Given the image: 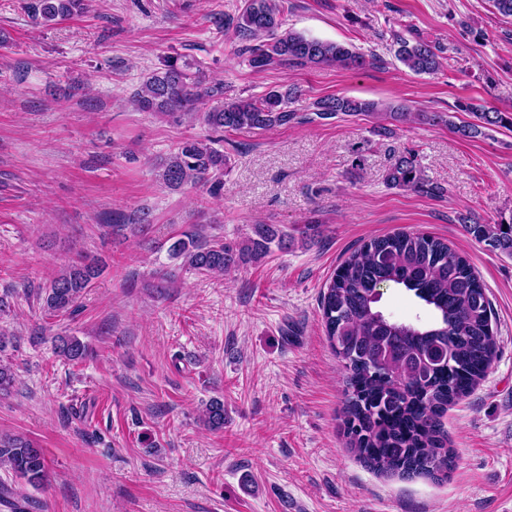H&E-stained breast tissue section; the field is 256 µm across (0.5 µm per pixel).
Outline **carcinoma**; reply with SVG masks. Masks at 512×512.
<instances>
[{
  "label": "carcinoma",
  "mask_w": 512,
  "mask_h": 512,
  "mask_svg": "<svg viewBox=\"0 0 512 512\" xmlns=\"http://www.w3.org/2000/svg\"><path fill=\"white\" fill-rule=\"evenodd\" d=\"M86 0H39L38 17L53 22L82 13ZM233 30L240 54L258 70L273 66L303 69L337 65H366L363 53L336 42L322 41L285 27L276 0H244L235 15L215 18ZM394 55L417 74L436 72L441 62L423 40L412 43L394 37ZM219 98V106L198 111L206 98ZM302 97L295 84L269 89L246 98L227 96L224 83L208 80L199 63L169 56L162 67L145 73L133 95L142 112L175 114L199 120L215 133L271 130L299 119L292 107ZM314 115L328 120L338 115H365L398 123L422 119L436 122L441 115L411 112L375 100L345 96L322 97L311 103ZM475 121L455 125L457 133L474 138L491 126L512 125V115L495 108L468 107ZM219 139H188L161 163L160 178L173 190L205 186L218 197L224 189L227 155L217 148ZM397 188L432 194L441 188L428 183L414 156H398L387 173ZM466 231L492 251L512 256V224H481L462 215ZM150 223L142 211L112 228L143 230ZM254 236L237 246L219 240L200 243L180 238L171 246L174 257L207 276H222L247 262L264 258L271 245L287 247L288 233L269 224H257ZM99 276L93 261H77L57 274L46 288L45 308L57 316L78 307L80 299ZM394 284L414 294L432 319L406 323L387 316L379 306L382 286ZM320 311L329 345L347 374L345 404L347 444L369 467L402 478H437L453 463L446 446L441 419L448 406L470 393L492 367L496 356L494 313L480 278L469 262L447 241L426 233L396 232L375 237L354 250L338 266L321 294ZM59 351L71 360L85 354L75 337H59ZM204 425L224 429V403L212 400L204 411ZM0 466L25 483L40 487L49 464L41 448L23 437H0ZM0 506L8 512H26L25 498L0 484Z\"/></svg>",
  "instance_id": "1"
}]
</instances>
